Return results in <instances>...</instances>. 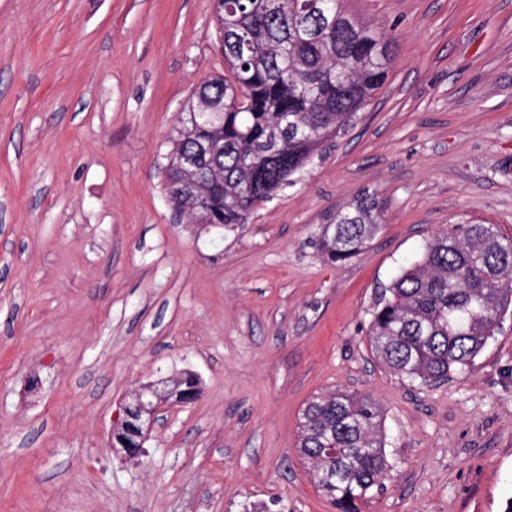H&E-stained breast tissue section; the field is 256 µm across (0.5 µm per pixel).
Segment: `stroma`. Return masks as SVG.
<instances>
[{"label": "stroma", "instance_id": "1", "mask_svg": "<svg viewBox=\"0 0 512 512\" xmlns=\"http://www.w3.org/2000/svg\"><path fill=\"white\" fill-rule=\"evenodd\" d=\"M396 40L348 129L231 231L180 217L162 167L225 72L213 0H0V512H338L298 444L313 395L379 403L388 476L359 512H504L512 314L447 381L374 358L375 298L434 235L512 237V0H350ZM386 222L312 246L361 192ZM188 370L142 456L109 448L141 385ZM384 223V202L365 191L336 209L321 225L314 245L329 260L345 262L362 253Z\"/></svg>", "mask_w": 512, "mask_h": 512}]
</instances>
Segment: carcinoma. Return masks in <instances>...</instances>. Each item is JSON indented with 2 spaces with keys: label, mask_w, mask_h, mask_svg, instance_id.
<instances>
[{
  "label": "carcinoma",
  "mask_w": 512,
  "mask_h": 512,
  "mask_svg": "<svg viewBox=\"0 0 512 512\" xmlns=\"http://www.w3.org/2000/svg\"><path fill=\"white\" fill-rule=\"evenodd\" d=\"M347 0H224L219 48L229 75L192 92L174 151L214 147L198 187L215 227L247 223L385 84L395 40L358 21ZM385 223V204L363 192L321 225L314 245L329 260L362 253ZM512 311V239L492 224L434 236L421 257L376 297L368 338L385 369L432 385L464 373ZM382 415L369 396L330 391L302 410L298 451L318 490L339 510L381 486L388 469Z\"/></svg>",
  "instance_id": "obj_1"
}]
</instances>
